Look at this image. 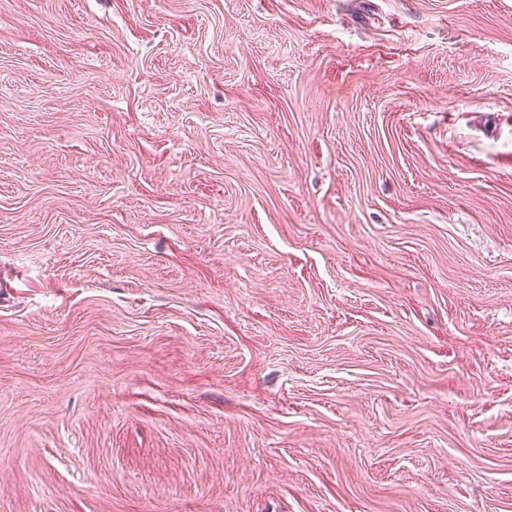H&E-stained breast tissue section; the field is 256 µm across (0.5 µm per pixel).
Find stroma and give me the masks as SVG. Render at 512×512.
<instances>
[{"label":"stroma","mask_w":512,"mask_h":512,"mask_svg":"<svg viewBox=\"0 0 512 512\" xmlns=\"http://www.w3.org/2000/svg\"><path fill=\"white\" fill-rule=\"evenodd\" d=\"M0 512H512V0H0Z\"/></svg>","instance_id":"obj_1"}]
</instances>
